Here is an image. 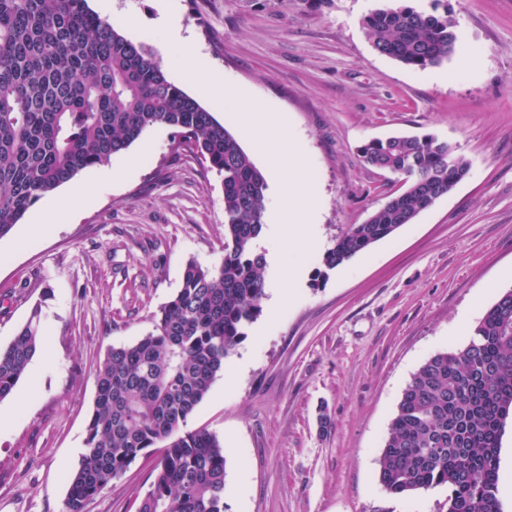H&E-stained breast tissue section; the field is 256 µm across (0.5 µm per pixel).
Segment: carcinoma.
Returning a JSON list of instances; mask_svg holds the SVG:
<instances>
[{
    "label": "carcinoma",
    "mask_w": 512,
    "mask_h": 512,
    "mask_svg": "<svg viewBox=\"0 0 512 512\" xmlns=\"http://www.w3.org/2000/svg\"><path fill=\"white\" fill-rule=\"evenodd\" d=\"M456 19L406 3L372 10L363 27L380 54L438 66L455 51ZM177 130L224 176V258L187 263L154 329L111 347L67 512L162 449L138 512H226L224 444L188 420L261 314L266 181L238 139L172 83L146 43H134L87 0H0V239L46 194L107 165L151 127ZM363 161L404 177L406 189L364 223L349 224L322 256L333 270L366 251L467 175L470 163L434 136H391L360 147ZM34 309L0 347V401L39 354ZM512 416V289L500 294L463 346L431 356L410 378L379 457L378 481L394 496L448 489L446 512H501V439Z\"/></svg>",
    "instance_id": "carcinoma-1"
}]
</instances>
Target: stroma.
<instances>
[{"instance_id":"obj_1","label":"stroma","mask_w":512,"mask_h":512,"mask_svg":"<svg viewBox=\"0 0 512 512\" xmlns=\"http://www.w3.org/2000/svg\"><path fill=\"white\" fill-rule=\"evenodd\" d=\"M88 0L115 29L150 45L171 81L159 0ZM383 0H177L175 22L208 71L201 104L258 168L246 89L283 113L316 190L313 227L297 236L274 190L280 230L263 232L262 313L188 421L223 442L227 512H439L448 492L407 497L378 482L381 449L402 391L431 356L461 347L499 294L512 289V0H413L447 7L457 51L425 70L377 53L362 26ZM476 65L462 64L461 50ZM394 133L431 134L470 162L466 177L412 223L330 271L324 248L361 224L401 180L359 148ZM148 128L73 196V219L37 203L0 239V346L32 310L46 355L0 401V512H65L69 474L85 453L96 373L108 349L153 329L188 261L224 256L223 178ZM328 428H321V418ZM153 460L137 461L84 512H137Z\"/></svg>"}]
</instances>
